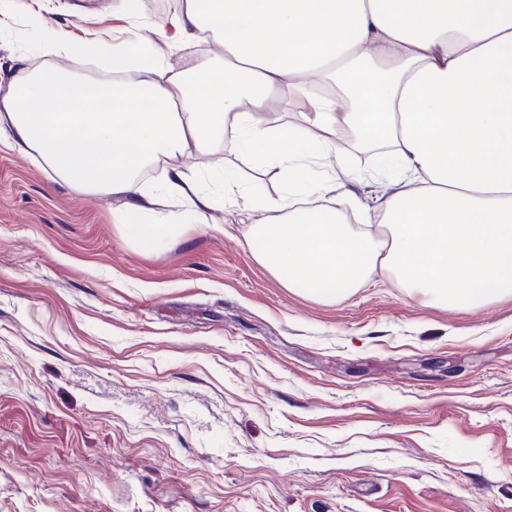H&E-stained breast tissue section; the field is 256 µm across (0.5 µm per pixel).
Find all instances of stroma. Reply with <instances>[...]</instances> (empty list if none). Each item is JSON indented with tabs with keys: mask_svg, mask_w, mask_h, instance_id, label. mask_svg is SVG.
<instances>
[{
	"mask_svg": "<svg viewBox=\"0 0 512 512\" xmlns=\"http://www.w3.org/2000/svg\"><path fill=\"white\" fill-rule=\"evenodd\" d=\"M77 2L100 28L166 16ZM28 3L7 0L0 97L18 58L108 71L47 54ZM121 208L0 146V512H512L511 297L446 307L379 276L322 301L255 262L263 211L144 253Z\"/></svg>",
	"mask_w": 512,
	"mask_h": 512,
	"instance_id": "stroma-1",
	"label": "stroma"
}]
</instances>
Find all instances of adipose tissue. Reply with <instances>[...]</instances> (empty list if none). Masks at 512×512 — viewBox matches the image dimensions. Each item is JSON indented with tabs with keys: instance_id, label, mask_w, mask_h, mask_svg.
Instances as JSON below:
<instances>
[{
	"instance_id": "adipose-tissue-1",
	"label": "adipose tissue",
	"mask_w": 512,
	"mask_h": 512,
	"mask_svg": "<svg viewBox=\"0 0 512 512\" xmlns=\"http://www.w3.org/2000/svg\"><path fill=\"white\" fill-rule=\"evenodd\" d=\"M59 11L34 0L46 50L147 77L85 82L17 63L0 139L75 194L122 197L118 226L142 251L241 199L269 214L246 242L285 288L336 300L385 272L453 307L512 296V0H183L167 43L207 35L216 51L177 71L142 55L150 28L77 34ZM298 96L307 111L272 119ZM226 140L278 170L279 197L243 194L229 174L223 199L200 189L185 159ZM354 150L375 151L372 171L351 166ZM331 159L340 176L324 172ZM159 162L172 218L155 216L139 178ZM347 208L364 229L341 222Z\"/></svg>"
}]
</instances>
